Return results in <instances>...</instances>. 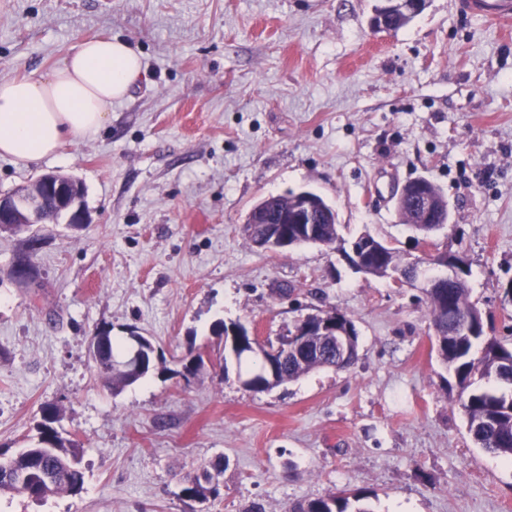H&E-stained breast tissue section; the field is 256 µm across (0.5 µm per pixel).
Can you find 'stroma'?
<instances>
[{
	"instance_id": "35a3bbf8",
	"label": "stroma",
	"mask_w": 512,
	"mask_h": 512,
	"mask_svg": "<svg viewBox=\"0 0 512 512\" xmlns=\"http://www.w3.org/2000/svg\"><path fill=\"white\" fill-rule=\"evenodd\" d=\"M379 4L0 0V79L46 75L108 36L145 70L97 134L26 165L0 157V194L60 171L90 218L31 227L35 288L10 275L27 235L0 232V452L28 447L53 404L85 475L42 504L2 493L0 512H288L342 490L373 512H512V462L469 435L421 283L245 235L259 199L308 190L343 242L367 233L412 262L394 195L428 177L453 213L435 251L465 256L487 335L512 336V24L429 0L387 33L371 25ZM330 308L358 331L351 368L255 393L217 366L218 324L273 340ZM104 329L149 336L162 363L112 393L87 353ZM191 349L206 363L187 375ZM219 459L216 493L184 496V476Z\"/></svg>"
}]
</instances>
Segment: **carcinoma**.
Here are the masks:
<instances>
[{
  "label": "carcinoma",
  "instance_id": "cac0c4a2",
  "mask_svg": "<svg viewBox=\"0 0 512 512\" xmlns=\"http://www.w3.org/2000/svg\"><path fill=\"white\" fill-rule=\"evenodd\" d=\"M427 307L434 329L432 345L436 347L441 363L452 373L459 385V405L466 417L468 432L485 452L512 458V404L499 388L488 385L494 381L512 386V345L485 336V325L464 326V314L477 310L470 301L466 280L443 281L428 292ZM127 339L115 340L110 331L100 332L97 367L106 383L119 391L130 386L156 368V356L147 357L143 372L115 373L113 364L121 362L128 351ZM358 360L350 355L342 362L336 353L323 358L309 353L301 359L284 363L274 360L273 377L259 375L253 392L272 390L285 382L295 381L309 373L320 362L348 369ZM44 423L39 426L37 440L15 455L0 459V491H12L42 501L58 493L77 494L84 485V473L79 466L77 450L67 444L52 427L60 415L55 405L42 407ZM209 470L187 474L182 492L191 498L206 496L210 488L202 485L201 477ZM367 496L350 495L345 491L299 502L290 512H373L364 503Z\"/></svg>",
  "mask_w": 512,
  "mask_h": 512
}]
</instances>
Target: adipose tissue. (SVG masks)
<instances>
[{
  "instance_id": "ef3b65f1",
  "label": "adipose tissue",
  "mask_w": 512,
  "mask_h": 512,
  "mask_svg": "<svg viewBox=\"0 0 512 512\" xmlns=\"http://www.w3.org/2000/svg\"><path fill=\"white\" fill-rule=\"evenodd\" d=\"M142 74L136 48L104 37L80 42L47 75L0 79V155L34 162L96 134Z\"/></svg>"
}]
</instances>
